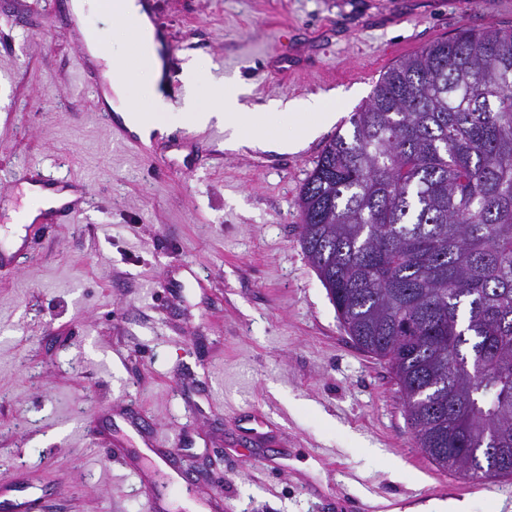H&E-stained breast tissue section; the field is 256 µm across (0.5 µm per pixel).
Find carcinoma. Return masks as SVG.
I'll list each match as a JSON object with an SVG mask.
<instances>
[{
  "mask_svg": "<svg viewBox=\"0 0 512 512\" xmlns=\"http://www.w3.org/2000/svg\"><path fill=\"white\" fill-rule=\"evenodd\" d=\"M349 123L301 187V247L428 459L512 477V29L400 60Z\"/></svg>",
  "mask_w": 512,
  "mask_h": 512,
  "instance_id": "cac0c4a2",
  "label": "carcinoma"
}]
</instances>
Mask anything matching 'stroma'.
<instances>
[{
    "label": "stroma",
    "instance_id": "stroma-1",
    "mask_svg": "<svg viewBox=\"0 0 512 512\" xmlns=\"http://www.w3.org/2000/svg\"><path fill=\"white\" fill-rule=\"evenodd\" d=\"M176 48L162 108L322 99L295 153L194 145L162 172L116 143L80 71L119 24L70 0H0V241L39 199L29 167L85 184L71 223L0 271V484L33 512H148L104 436L155 438L185 470L167 512H512V477L472 479L417 447L390 366L341 326L300 245L297 200L325 143L396 61L459 29L512 28V0H161ZM196 65L193 86L182 75Z\"/></svg>",
    "mask_w": 512,
    "mask_h": 512
}]
</instances>
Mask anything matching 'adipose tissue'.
<instances>
[{"instance_id":"adipose-tissue-1","label":"adipose tissue","mask_w":512,"mask_h":512,"mask_svg":"<svg viewBox=\"0 0 512 512\" xmlns=\"http://www.w3.org/2000/svg\"><path fill=\"white\" fill-rule=\"evenodd\" d=\"M94 7L123 26L139 54L140 68L146 76L145 89L148 93H155L164 78L165 70L154 29L142 13L138 0H120L116 5L111 0H71L70 4L72 13L78 17ZM90 53L102 65L104 77L111 82L114 92L111 106L125 127L145 142L150 141L154 134L163 132L164 121L156 109L132 108L125 103L127 57L123 45H116L110 50L94 46ZM182 109L191 113L198 125L205 126L214 121L222 123L230 132L227 146L237 148L248 145L292 153L303 149L336 120L335 113L329 112L320 99L290 101L284 104L283 109L293 114L295 132L293 135L278 138L267 134L263 118L250 117L239 112L236 98L230 96L219 98L205 112L196 111L193 99L188 97L184 99Z\"/></svg>"}]
</instances>
